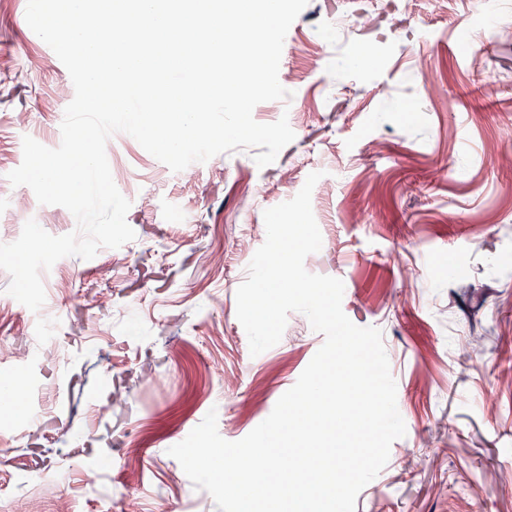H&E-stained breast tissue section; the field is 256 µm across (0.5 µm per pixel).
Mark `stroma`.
I'll use <instances>...</instances> for the list:
<instances>
[{"instance_id": "obj_1", "label": "stroma", "mask_w": 512, "mask_h": 512, "mask_svg": "<svg viewBox=\"0 0 512 512\" xmlns=\"http://www.w3.org/2000/svg\"><path fill=\"white\" fill-rule=\"evenodd\" d=\"M26 4L0 5V243L22 231L12 198L32 194L7 179L23 136L61 142L68 72ZM339 18L347 32L324 39ZM363 47L372 66L352 65ZM279 81L295 138L272 164L249 148L185 179L114 134L135 239L57 261L36 313L0 270V309L16 314L0 322V388L27 377L22 408L0 409V512H217L168 450L212 409L224 439L245 437L322 346L294 312L251 355L235 298L264 210L315 171L322 247L304 266L341 279L346 316L382 331L406 426L356 512H512V0H309Z\"/></svg>"}]
</instances>
